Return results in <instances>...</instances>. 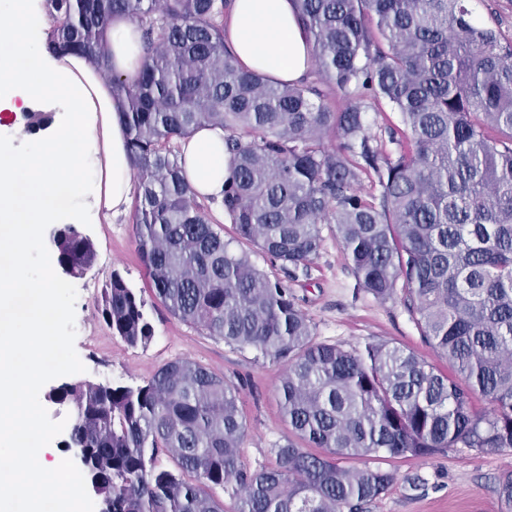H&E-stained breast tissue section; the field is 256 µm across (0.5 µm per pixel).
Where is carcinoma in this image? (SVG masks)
Segmentation results:
<instances>
[{"mask_svg": "<svg viewBox=\"0 0 512 512\" xmlns=\"http://www.w3.org/2000/svg\"><path fill=\"white\" fill-rule=\"evenodd\" d=\"M228 2L47 0L49 48L106 66L108 22L138 23L139 70L108 77L136 171L149 287L183 323L285 366L276 391L304 446L288 440L274 466L245 468L239 390L191 360L136 386L65 382L52 389L74 416L65 447L83 454L100 512H224L215 490L231 484L238 512H362L394 473L351 460L511 450L512 40L469 0H296L317 78L281 84L227 50ZM323 85L348 97L343 110ZM383 101L404 125L390 132L394 158L369 133L367 112ZM205 126L224 131L221 203L241 238L288 274L319 254L320 225H336L357 286L400 299L452 373L386 342L315 341L287 285L230 249L186 183L179 141ZM366 180L379 194L362 191ZM51 243L72 278L97 259L72 225ZM144 307L112 270L100 304L112 335L147 345ZM498 494L512 512V469Z\"/></svg>", "mask_w": 512, "mask_h": 512, "instance_id": "cac0c4a2", "label": "carcinoma"}]
</instances>
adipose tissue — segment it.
Wrapping results in <instances>:
<instances>
[{"mask_svg":"<svg viewBox=\"0 0 512 512\" xmlns=\"http://www.w3.org/2000/svg\"><path fill=\"white\" fill-rule=\"evenodd\" d=\"M42 0H0V112L40 110L56 116L51 133H27L18 155L0 144V512H45L27 484L29 471L58 489L59 506H77L78 479L50 448L21 445L37 436L26 400L42 379L49 329L60 312L53 270L21 282L24 242L64 210L51 197L65 187L70 202L112 215L126 213L133 185L127 130L99 70L83 56L45 47ZM141 31L123 16L106 30L114 72L132 76L141 60ZM224 42L240 68L296 83L309 72L313 45L295 0H230ZM36 64L23 67V60ZM186 181L201 198L220 197L230 176L224 133L201 128L180 142Z\"/></svg>","mask_w":512,"mask_h":512,"instance_id":"ef3b65f1","label":"adipose tissue"}]
</instances>
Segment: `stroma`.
<instances>
[{
	"mask_svg": "<svg viewBox=\"0 0 512 512\" xmlns=\"http://www.w3.org/2000/svg\"><path fill=\"white\" fill-rule=\"evenodd\" d=\"M74 221L76 229L94 242L97 260L83 278L61 279V313L51 328L56 342L43 382L29 396L47 433L46 445L62 449L68 468H75L72 451L64 447L69 420L57 414L47 399L53 387L74 379L95 381L104 370L111 383L135 386L163 364L188 359L238 388L239 407L247 423L242 464L254 470L274 463V445L290 434L275 390L282 365L253 350L228 346L170 316L146 285L132 215L107 219L83 210ZM321 235L318 256L286 281L312 325L315 340L348 349L369 341L386 342L448 371L447 359L422 340L400 301L382 303L356 289L335 225H322ZM115 269L123 272L145 302L154 328L148 345H127L113 336L100 316L101 291ZM382 466L393 471L396 479L385 496L368 505L367 512H501L497 478L512 468V451L453 448L429 458L389 459Z\"/></svg>",
	"mask_w": 512,
	"mask_h": 512,
	"instance_id": "obj_1",
	"label": "stroma"
}]
</instances>
